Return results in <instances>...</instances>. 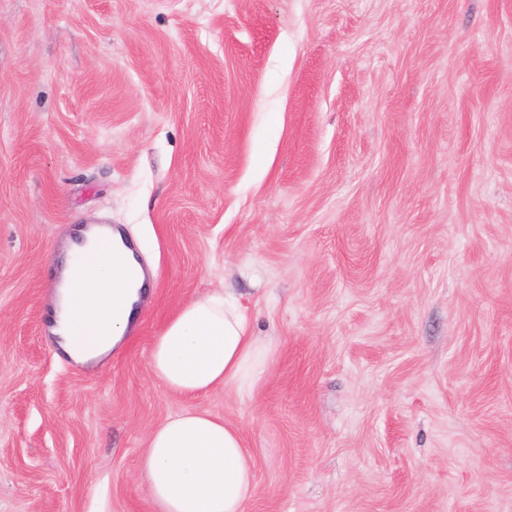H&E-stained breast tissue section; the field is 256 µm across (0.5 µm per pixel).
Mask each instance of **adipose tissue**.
<instances>
[{"label":"adipose tissue","instance_id":"adipose-tissue-1","mask_svg":"<svg viewBox=\"0 0 512 512\" xmlns=\"http://www.w3.org/2000/svg\"><path fill=\"white\" fill-rule=\"evenodd\" d=\"M81 261L93 268V283L78 275ZM141 293L129 282L128 259L113 248L111 231L81 232L62 258L51 297L52 332L62 350L80 362L111 352L131 328ZM76 294L102 335L100 346L91 352L74 348L65 334L69 304ZM270 354V343L254 335L237 300L216 291L177 313L153 341L150 364L176 393H241L261 380ZM140 471L158 512H245L255 489L253 463L241 430L206 410L171 415L152 430Z\"/></svg>","mask_w":512,"mask_h":512}]
</instances>
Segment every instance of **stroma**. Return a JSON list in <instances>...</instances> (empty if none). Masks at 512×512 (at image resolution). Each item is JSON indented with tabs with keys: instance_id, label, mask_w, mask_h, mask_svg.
<instances>
[{
	"instance_id": "1",
	"label": "stroma",
	"mask_w": 512,
	"mask_h": 512,
	"mask_svg": "<svg viewBox=\"0 0 512 512\" xmlns=\"http://www.w3.org/2000/svg\"><path fill=\"white\" fill-rule=\"evenodd\" d=\"M83 224L155 271L93 366L47 323ZM218 289L273 362L173 393L151 344ZM193 408L246 512H512V0H0V512H156ZM140 471L157 512H245L255 489L241 430L207 410L152 430Z\"/></svg>"
}]
</instances>
